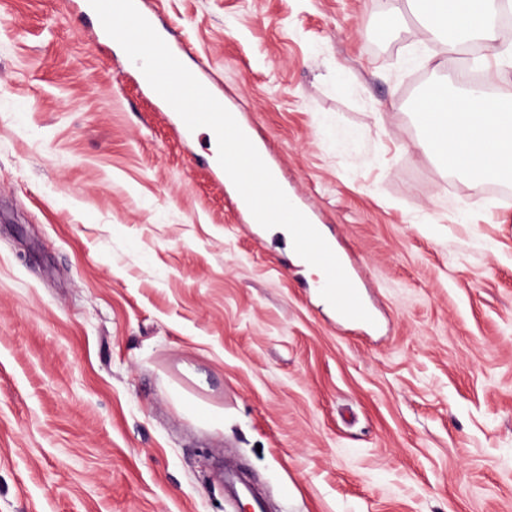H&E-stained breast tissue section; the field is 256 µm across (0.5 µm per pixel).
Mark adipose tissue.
<instances>
[{
    "mask_svg": "<svg viewBox=\"0 0 512 512\" xmlns=\"http://www.w3.org/2000/svg\"><path fill=\"white\" fill-rule=\"evenodd\" d=\"M432 33L460 44L480 40L488 58L512 63V46L499 45L491 23L492 0H409ZM417 141L443 168L470 180L512 177V102L481 91L449 94L436 84L417 107Z\"/></svg>",
    "mask_w": 512,
    "mask_h": 512,
    "instance_id": "adipose-tissue-1",
    "label": "adipose tissue"
}]
</instances>
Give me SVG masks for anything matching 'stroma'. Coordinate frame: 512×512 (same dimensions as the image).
<instances>
[{
	"mask_svg": "<svg viewBox=\"0 0 512 512\" xmlns=\"http://www.w3.org/2000/svg\"><path fill=\"white\" fill-rule=\"evenodd\" d=\"M358 262L337 322L76 0H0V512H512V181L415 147L407 0H146Z\"/></svg>",
	"mask_w": 512,
	"mask_h": 512,
	"instance_id": "obj_1",
	"label": "stroma"
}]
</instances>
